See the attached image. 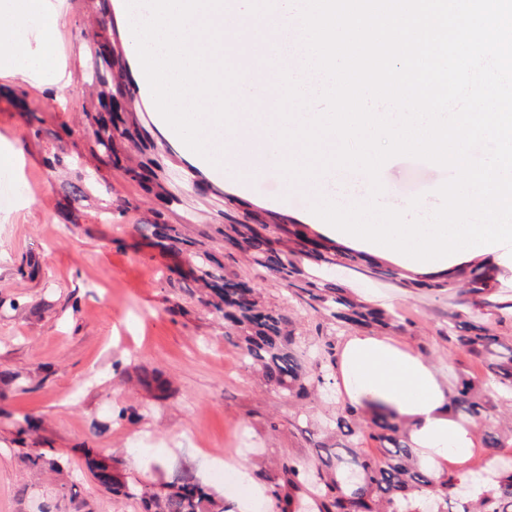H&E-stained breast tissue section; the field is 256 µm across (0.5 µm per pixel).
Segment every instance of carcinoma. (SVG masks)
Instances as JSON below:
<instances>
[{"label": "carcinoma", "mask_w": 512, "mask_h": 512, "mask_svg": "<svg viewBox=\"0 0 512 512\" xmlns=\"http://www.w3.org/2000/svg\"><path fill=\"white\" fill-rule=\"evenodd\" d=\"M96 26V54L86 45L83 58L91 89L90 104L82 106L92 127L91 156L122 171L145 193L177 202L179 198L157 172L131 154L142 152L144 136L135 98L124 84L125 50L112 39V24L105 18L97 19ZM61 190L68 202H78L95 191L96 184L79 177L64 182ZM141 232L160 248L189 255L193 280L206 289L205 305L221 315L244 364L260 373L266 384L297 399L335 385L342 350L338 337H319L313 343L315 361L309 363L306 340L296 333L288 308L265 302L251 279L224 268L204 242L166 221L144 224ZM203 237L243 253L253 267L275 274L285 282L289 301L319 314L338 331L396 336L407 328L398 311L374 306L324 278L332 266H361L373 278L393 276L410 293L446 290L454 295L455 306L448 312V341L487 370L484 378L457 373L449 401L454 418L481 434L485 447L492 450V467L450 468L436 480L418 461L404 429L392 416L367 417L338 400L336 411L326 414L323 439L315 444L316 463L301 466L290 460L272 474L261 473L269 483L273 512H305L307 502L299 495L303 489L312 494L317 512H512V454L503 452L512 448V336L498 335L487 319L496 310H512V302H498L494 268L479 262L455 269L444 280L411 278L272 213H247L244 220L224 224ZM21 461L36 476L60 475L66 469L64 462L39 448L27 449ZM85 464L100 485L138 502L142 512H230L224 497L190 477L157 490L121 480L90 453Z\"/></svg>", "instance_id": "obj_1"}]
</instances>
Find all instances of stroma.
I'll return each instance as SVG.
<instances>
[{"mask_svg": "<svg viewBox=\"0 0 512 512\" xmlns=\"http://www.w3.org/2000/svg\"><path fill=\"white\" fill-rule=\"evenodd\" d=\"M60 49L73 75L64 90L27 87L28 111L0 96V137L23 151L18 176L0 178V215L18 195L28 205L0 218V371L19 381H0V512H24L19 489L32 476L23 449L42 448L68 459L65 477L76 481L93 512H141L137 502L100 488L85 467L83 451L119 459L123 480L155 487L191 475L219 493H249L219 461L234 458L249 472L275 471L284 461L313 462L316 427L297 422L296 403L261 382L224 334V322L200 304L197 285L185 278V253L147 245L140 227L152 223L160 202L97 165L89 153L91 129L81 111L87 97L81 69L90 26L85 0H71ZM131 91L152 146L148 158L163 169L170 187L197 181L200 192L184 198L172 224L205 229L219 218L265 210L298 222L310 212L313 188L284 193L268 174L248 192L211 182L193 162L177 157L138 83ZM63 158L62 170L97 172L95 200L63 219L66 202L53 189L46 159ZM450 170L408 157L381 170L384 205L400 208L414 197L436 203L435 190ZM111 212V223L101 219ZM228 269L248 275L266 300L285 303L284 283L248 270L239 252L217 249ZM346 287L382 307L399 309L408 331L396 341L424 344L444 382L458 369L485 375V368L446 340L448 293L410 294L392 280L360 279L339 268ZM167 383L155 397L139 381L140 368Z\"/></svg>", "mask_w": 512, "mask_h": 512, "instance_id": "35a3bbf8", "label": "stroma"}]
</instances>
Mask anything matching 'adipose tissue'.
<instances>
[{"label": "adipose tissue", "mask_w": 512, "mask_h": 512, "mask_svg": "<svg viewBox=\"0 0 512 512\" xmlns=\"http://www.w3.org/2000/svg\"><path fill=\"white\" fill-rule=\"evenodd\" d=\"M70 9V0H0V78L70 83L58 50ZM337 378L352 405L369 413L386 409L404 424L410 447L434 477L447 472L450 453L462 455L475 445L453 417L447 385L418 352L358 333L340 353Z\"/></svg>", "instance_id": "obj_1"}]
</instances>
